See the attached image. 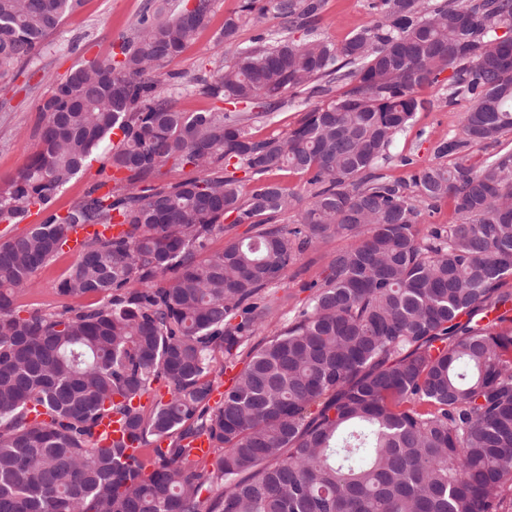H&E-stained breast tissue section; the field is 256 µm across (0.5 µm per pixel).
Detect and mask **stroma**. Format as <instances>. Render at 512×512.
Wrapping results in <instances>:
<instances>
[{
	"mask_svg": "<svg viewBox=\"0 0 512 512\" xmlns=\"http://www.w3.org/2000/svg\"><path fill=\"white\" fill-rule=\"evenodd\" d=\"M372 0H326L320 29L330 40L340 43L367 25L373 17ZM212 11L195 41L172 64L156 74L158 89L172 94L178 110L203 112L217 102L201 94L197 80L223 62L228 51L220 39L224 18L238 9L240 0H212ZM158 0H82L57 33L10 81H0V182L14 176L37 148L38 107L49 96L54 80L65 76L82 60L108 55L121 39L134 36L139 19L154 12ZM427 100L410 127L398 135L390 149L391 158L379 174L389 180L409 179L414 169L433 157L436 143L447 139L471 107L468 100L450 98L447 91L425 86L419 91ZM340 239H330L305 253L290 267L272 297L282 309L302 306L309 293L305 282L316 279L329 257L343 247ZM74 256L62 251L37 271L32 283L16 298L21 313L59 311L71 305V298L58 292Z\"/></svg>",
	"mask_w": 512,
	"mask_h": 512,
	"instance_id": "obj_1",
	"label": "stroma"
}]
</instances>
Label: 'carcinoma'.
<instances>
[{"label": "carcinoma", "mask_w": 512, "mask_h": 512, "mask_svg": "<svg viewBox=\"0 0 512 512\" xmlns=\"http://www.w3.org/2000/svg\"><path fill=\"white\" fill-rule=\"evenodd\" d=\"M80 3L0 0V80ZM324 6L240 0L224 43L256 15L278 24L200 81L223 103L207 112L177 110L155 73L211 0L143 16L135 37L54 82L39 150L0 185V223L43 212L0 241V512L512 508V152L468 153L512 132V0H375L341 43L319 32ZM445 71L449 97L472 101L460 128L409 179L377 175L426 107L418 90ZM302 93L327 100L284 136L251 132ZM95 158L125 176L48 210ZM187 168L197 176L152 183ZM284 169L308 176L306 198L267 178ZM420 198L451 201L456 220L421 234ZM290 211L294 227L279 223ZM228 218L253 235L208 251ZM96 224L124 230L83 242L59 293L99 304L21 314L36 271ZM329 238L345 246L304 285L307 302L253 341L272 289ZM236 360L210 405V376ZM158 383L169 398L142 403ZM105 416L141 455L101 445ZM202 436L210 456L193 453Z\"/></svg>", "instance_id": "carcinoma-1"}]
</instances>
